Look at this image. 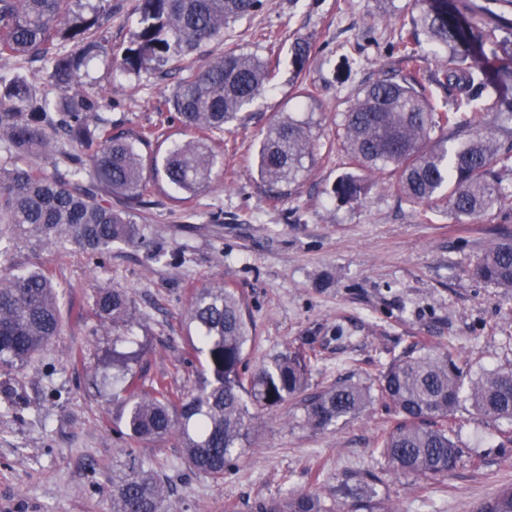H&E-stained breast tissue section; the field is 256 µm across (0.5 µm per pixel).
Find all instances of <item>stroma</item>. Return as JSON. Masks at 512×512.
Here are the masks:
<instances>
[{"mask_svg":"<svg viewBox=\"0 0 512 512\" xmlns=\"http://www.w3.org/2000/svg\"><path fill=\"white\" fill-rule=\"evenodd\" d=\"M112 2L104 51L84 81L111 101L102 117L112 133L155 130L141 152L161 158L186 138L160 109L184 72L177 64L163 77L113 67L137 20L131 0ZM411 14V0H266L203 56L235 48L270 59L267 91L215 134L217 163L205 191L183 197L150 183L149 246L118 243L97 262L71 245L51 250L18 239L0 256L2 272L36 267L51 277L64 324L60 340L26 365L0 366V512H112V465L131 442L120 404L100 386L115 335L90 314L102 288L133 299L132 333L146 345L134 370L147 388L158 381L191 388L204 358L188 344L185 313L195 289L218 284L241 294L253 322L248 365L303 350L315 387L340 378L370 384L413 346L448 353L473 375L512 367V291L471 273L499 232L512 229V215L458 220L442 207L411 205L390 173L361 174L366 191L357 201L331 192L350 170L337 136L342 114L362 88L397 68L389 45L399 30L390 20ZM299 38L311 45L306 79L318 101L310 110L293 83L291 45ZM346 53L354 59L347 71ZM283 112L309 122L315 162L275 200L259 181L256 157ZM392 419L378 401L314 431L300 405L265 409L219 482L185 469L177 436L141 455L168 478L173 512H258L296 490L343 502L359 484L372 490L374 512H475L512 487V443L469 401L456 413L460 462L444 479L393 473L374 448Z\"/></svg>","mask_w":512,"mask_h":512,"instance_id":"1","label":"stroma"}]
</instances>
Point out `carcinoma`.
Masks as SVG:
<instances>
[{
  "label": "carcinoma",
  "instance_id": "carcinoma-1",
  "mask_svg": "<svg viewBox=\"0 0 512 512\" xmlns=\"http://www.w3.org/2000/svg\"><path fill=\"white\" fill-rule=\"evenodd\" d=\"M264 0H133L138 31L122 51L118 67L160 76L169 66L199 54L224 36L230 23L248 17ZM411 28L398 42L396 73L366 86L340 129L354 168L392 170L411 203L442 202L455 218L475 220L512 206V191L501 185L500 156L512 153V0H485L458 7L452 0H413ZM112 20V0H0V59L48 61V80L77 86L81 73L102 51L98 33ZM423 35L447 53L442 67L424 74L415 44ZM295 78L310 61L308 42L292 45ZM271 62L235 49L192 66L170 96L166 112L176 114L194 135L174 144L163 157L145 162L139 145L147 136H112L100 112L109 103L96 92L76 90L60 98L37 94L18 77L0 74V244L25 236L43 246L67 244L93 254L112 244L148 243L139 214L148 206L146 171L177 192L209 186L215 154L213 135L235 121L267 90ZM452 93L443 106L432 87ZM491 112L495 121L482 115ZM457 143L454 152L447 144ZM308 122L281 115L258 150V174L278 199L296 185L313 160ZM47 159L53 172L41 165ZM365 191L352 175L341 177L333 193L357 201ZM473 273L499 288H512V232L476 262ZM132 299L123 290L102 288L91 315L112 328L131 325ZM195 349L205 366L195 387L178 393L164 386L139 388L132 365L145 355L135 336L112 343V374L101 384L123 396L122 416L133 441L159 442L179 434L186 467L215 481L255 425L260 408L299 399L306 424L324 430L363 413L375 399L397 415L375 443L397 475L439 479L452 473L460 448L452 420L463 391L487 422L512 424V368L473 377L447 355L408 351L393 359L376 382L341 380L309 391L311 357L288 352L269 365L249 370L245 350L251 340L244 301L220 287L197 290L188 311ZM63 335L59 295L39 270L0 275V365L21 367ZM113 465L112 512H170L169 483L147 459L127 452ZM258 512H372L359 502L335 507L321 496L293 491L259 505ZM476 512H512V488L482 501Z\"/></svg>",
  "mask_w": 512,
  "mask_h": 512
}]
</instances>
